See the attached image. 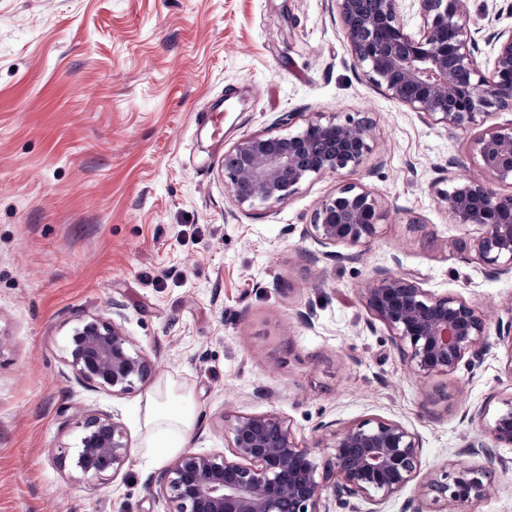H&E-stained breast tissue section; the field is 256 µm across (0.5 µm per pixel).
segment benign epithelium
Instances as JSON below:
<instances>
[{"label":"benign epithelium","mask_w":512,"mask_h":512,"mask_svg":"<svg viewBox=\"0 0 512 512\" xmlns=\"http://www.w3.org/2000/svg\"><path fill=\"white\" fill-rule=\"evenodd\" d=\"M400 2L336 0L354 67L391 99L450 130L481 125L491 109L512 110V29L493 34V55L482 65L464 0H416L423 20L416 32L407 28ZM373 138L364 118L312 116L297 132L239 142L228 152L225 183L239 206L273 208L309 179L361 167ZM475 148L480 175L453 182L443 201L453 223L477 230L462 249L497 274L512 273V192L495 189L512 182V123L482 129ZM383 214L376 193L346 183L320 202L308 233L323 248H355L377 236ZM361 296L371 315L407 346L403 354L416 372L448 374L463 361L472 370L482 363L490 344L486 320L465 300L385 270L374 273ZM123 319L116 302L112 318L89 316L73 328L67 362L84 388L122 395L151 377L153 366L131 349ZM79 427L77 467L85 479L126 463L123 423L91 413L80 416ZM499 443L512 445V395L468 448L491 461ZM325 447L332 461L321 474L315 449L302 445L281 417L242 416L231 428L233 458L184 451L161 472L156 499L164 512H330L331 497L344 508L359 496L383 505L413 481L417 500L436 508L481 502L492 490V471L483 465L418 479L420 440L397 421L373 417L331 429Z\"/></svg>","instance_id":"obj_1"}]
</instances>
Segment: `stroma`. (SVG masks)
Wrapping results in <instances>:
<instances>
[{
	"instance_id": "1",
	"label": "stroma",
	"mask_w": 512,
	"mask_h": 512,
	"mask_svg": "<svg viewBox=\"0 0 512 512\" xmlns=\"http://www.w3.org/2000/svg\"><path fill=\"white\" fill-rule=\"evenodd\" d=\"M464 2L469 29H512V0ZM216 107L219 139L206 120ZM315 113L373 121L364 164L276 207L238 206L229 149ZM474 137L356 70L334 0H0V512H158L149 481L161 467L137 412L168 382L194 401L196 452L226 450L238 417L268 413L323 465L327 427L381 417L419 437L421 475L478 464L467 446L483 423L464 413L512 395L507 343L477 370L424 377L361 298L385 268L462 298L489 329L512 321V274L460 250L474 230L442 200L476 173ZM346 182L385 210L354 260L324 255L307 232ZM116 301L155 370L122 396L84 389L67 365L72 328ZM84 411L127 429L128 461L99 481L61 454ZM497 457L493 494L456 512H512V446Z\"/></svg>"
}]
</instances>
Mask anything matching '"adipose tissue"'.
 Instances as JSON below:
<instances>
[{
  "mask_svg": "<svg viewBox=\"0 0 512 512\" xmlns=\"http://www.w3.org/2000/svg\"><path fill=\"white\" fill-rule=\"evenodd\" d=\"M197 419L190 395L169 385L157 390L139 410V423L145 431L144 447L155 449L159 463L180 454L190 441Z\"/></svg>",
  "mask_w": 512,
  "mask_h": 512,
  "instance_id": "ef3b65f1",
  "label": "adipose tissue"
}]
</instances>
